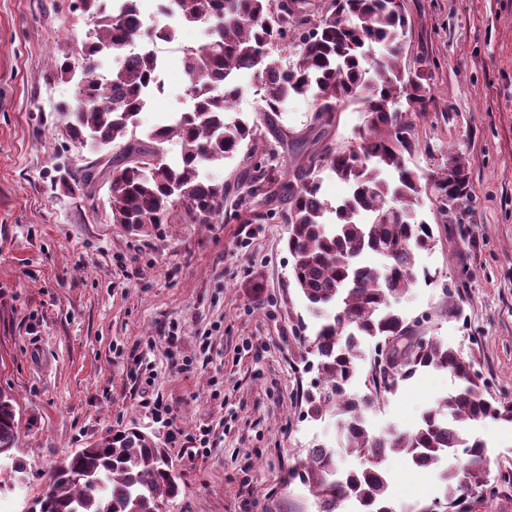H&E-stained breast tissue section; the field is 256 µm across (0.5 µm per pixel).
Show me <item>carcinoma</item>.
<instances>
[{
	"instance_id": "1",
	"label": "carcinoma",
	"mask_w": 512,
	"mask_h": 512,
	"mask_svg": "<svg viewBox=\"0 0 512 512\" xmlns=\"http://www.w3.org/2000/svg\"><path fill=\"white\" fill-rule=\"evenodd\" d=\"M78 2L95 33L81 40L77 78H71L70 57L54 60L57 77L74 88L73 98L55 110L64 117L71 143L81 147L94 134L112 148L105 161L112 167V220L138 231L176 219L210 224L224 213V198L233 189L235 206L249 209L248 223L275 215L288 224L293 280L322 317L314 334L303 337L322 379V390L307 397L308 413L338 416L346 448L371 461L346 473L336 449H308L294 478L308 487L317 512H340L347 501L358 502L361 512H388L385 463L395 456L425 470L455 457L458 464L442 473L448 507L459 495L474 493L489 476V455L486 444L467 437L466 429L487 419L512 422V404L489 397L479 371L455 348L437 338H414L413 323L392 305L418 281L416 253L434 246L431 226L417 218L424 187L404 158L410 147L407 114L427 111L433 75L423 59L412 67L402 63L409 28L403 0H168L162 11L173 22L151 29L139 0ZM182 25L207 30V40L186 48L182 58L193 108L139 138L133 129L148 103L155 64L153 55L138 52V42L147 37L176 43ZM288 48L295 61L286 71L280 53ZM106 52L125 58V64L100 84L91 73ZM241 71L252 73L257 111L272 130L290 99L314 97L307 148L279 178L254 160L256 124L232 115L244 92L235 82ZM348 103L364 112L360 144L338 148L332 131ZM172 141L180 147L175 159L167 157ZM241 151L243 170L233 178L215 182L201 176ZM448 165L451 173L430 184L445 205L471 197L467 160L451 155ZM325 171L348 186L334 205L320 196ZM366 252L386 262L367 266L361 262ZM361 336H383L394 347L389 358L373 364L369 391L357 395L347 386L360 368ZM424 370L448 372L458 380L457 389L425 410L413 429L372 433L365 413L381 394ZM17 441L14 405L0 393V456L11 454ZM178 491L167 457L147 433L131 428L110 432L63 459L32 504L35 512H161Z\"/></svg>"
}]
</instances>
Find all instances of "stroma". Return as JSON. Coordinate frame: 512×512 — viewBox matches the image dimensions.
I'll list each match as a JSON object with an SVG mask.
<instances>
[{"instance_id": "stroma-1", "label": "stroma", "mask_w": 512, "mask_h": 512, "mask_svg": "<svg viewBox=\"0 0 512 512\" xmlns=\"http://www.w3.org/2000/svg\"><path fill=\"white\" fill-rule=\"evenodd\" d=\"M73 3L0 0V393L14 400V455L26 466L0 512H26L51 466L133 427L179 476L166 512H315L306 486L288 477L296 459L323 442L343 468L364 460L345 450L334 416L307 412L318 375L300 330L317 320L293 281L288 227L244 224L228 206L213 224L134 233L113 223L107 186L59 188L100 161L62 135L55 110L73 87L51 60L84 33ZM403 3L404 60L426 59L434 76L406 163L427 181L445 173L449 154L463 155L472 199L451 215L424 195L418 218L436 241L415 265L431 279L396 306L416 336L473 359L491 394L512 404V0ZM186 85L172 58L138 135L184 108ZM313 110L311 95L297 96L278 131L259 124L258 157L273 171L285 172L287 146L308 133ZM457 386L448 373L420 372L382 395L367 423L377 433L412 427ZM158 398L170 414L155 411ZM471 433L488 446L490 476L512 469V422ZM387 467L398 512L443 498L436 473L399 457Z\"/></svg>"}]
</instances>
